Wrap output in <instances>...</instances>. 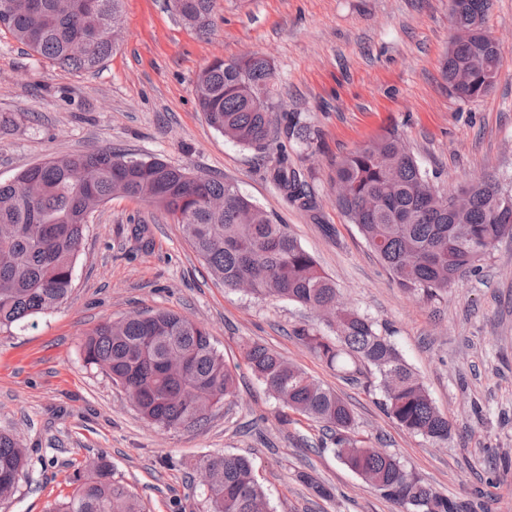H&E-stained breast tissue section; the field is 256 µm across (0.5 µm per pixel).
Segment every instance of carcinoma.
Masks as SVG:
<instances>
[{
  "instance_id": "carcinoma-1",
  "label": "carcinoma",
  "mask_w": 512,
  "mask_h": 512,
  "mask_svg": "<svg viewBox=\"0 0 512 512\" xmlns=\"http://www.w3.org/2000/svg\"><path fill=\"white\" fill-rule=\"evenodd\" d=\"M0 0V30L58 67L95 73L112 57L115 39L107 31L122 0ZM215 0H194L179 13L207 34ZM490 0H458L450 14L454 31L445 78L462 102L493 87L503 52L490 48L486 25ZM469 82L453 87L455 73ZM196 95L210 127L247 149L267 151L275 141L267 110L278 96L270 61L258 54L226 62L214 60L199 75ZM288 136L299 148L311 144V129L299 112H287ZM271 177L286 199L311 205L313 187L287 146L272 156ZM335 181L349 193L336 203L356 225L396 284L433 299L460 277L478 270L476 262L501 238L512 234V188L481 182L456 189L450 209L435 200L438 191L401 139H370L336 163ZM162 209L181 226L185 240L226 288L253 279L251 294L280 298L311 309H330L325 320L333 335L305 326L299 341L346 380L370 367L380 405L402 429L436 444L448 440V417L404 359L392 336L364 314H339L335 283L288 233L239 189L221 178L192 175L163 160L129 158L104 148L31 165L10 184L0 183V248L13 262L0 265V329L61 306L68 298L89 215L117 191ZM224 198V209L209 200ZM246 359L282 409L322 424L337 459L363 482L395 504L398 512H463L462 507L421 480L394 454L356 438L348 404L298 366L258 342L244 347ZM84 361L121 386L148 423L162 429L197 427L235 396L236 380L215 347L208 328L174 310L106 320L86 332ZM214 474L204 490L206 512H265L267 495L250 459L224 453L203 460ZM26 454L9 433L0 432V501L18 490ZM72 491L48 512H142L136 494L112 479L103 457L97 468L79 470Z\"/></svg>"
}]
</instances>
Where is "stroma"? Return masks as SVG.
Listing matches in <instances>:
<instances>
[{
	"label": "stroma",
	"instance_id": "1",
	"mask_svg": "<svg viewBox=\"0 0 512 512\" xmlns=\"http://www.w3.org/2000/svg\"><path fill=\"white\" fill-rule=\"evenodd\" d=\"M450 0H216L200 37L169 0H122V34L99 71L60 70L0 34V182L50 157L112 148L159 158L233 183L332 279L343 305L387 328L452 426L447 446L407 433L370 390L350 382L296 339L322 328L300 304L223 286L150 203L124 196L90 216L70 296L61 307L0 331V431L17 436L26 474L0 512H46L71 490L85 458L103 455L144 512H205L197 471L210 454L249 457L274 512H396L335 457L317 449L319 426L288 424L252 374L243 344L277 351L353 410L359 438L384 448L466 512H512V237L428 300L398 288L336 204L337 161L378 134H398L440 192L512 175V0H492L488 31L505 54L493 89L463 102L443 68ZM258 53L275 67L278 142L286 112L314 132L296 166L315 188L312 209L290 204L265 154L224 138L197 105L199 74L217 58ZM171 309L204 323L234 371V398L200 429L164 430L141 418L120 386L86 366L82 340L105 320ZM309 473L330 500L299 479Z\"/></svg>",
	"mask_w": 512,
	"mask_h": 512
}]
</instances>
